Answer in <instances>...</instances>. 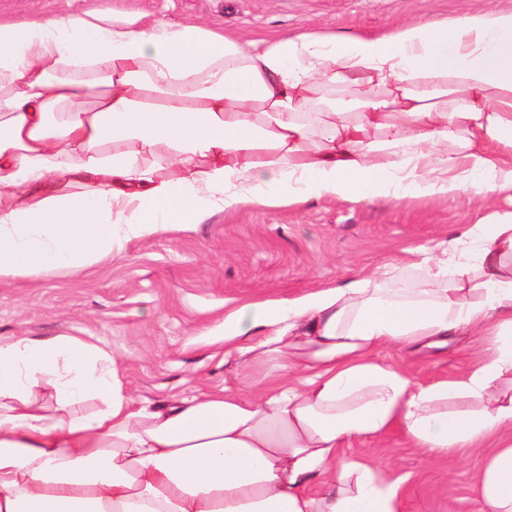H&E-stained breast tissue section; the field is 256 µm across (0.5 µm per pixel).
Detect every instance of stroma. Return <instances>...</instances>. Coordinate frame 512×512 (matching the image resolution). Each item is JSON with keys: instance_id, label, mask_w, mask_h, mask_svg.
<instances>
[{"instance_id": "1", "label": "stroma", "mask_w": 512, "mask_h": 512, "mask_svg": "<svg viewBox=\"0 0 512 512\" xmlns=\"http://www.w3.org/2000/svg\"><path fill=\"white\" fill-rule=\"evenodd\" d=\"M104 8L142 26L199 22L247 42L306 29L378 37L408 22L512 10V0H0V21ZM481 215L465 195L231 207L131 241L79 275L0 277V336L92 339L118 358L131 393L158 405L233 382L222 328L232 306L334 288L381 263L384 285L407 284L416 272L401 265L405 250L433 246ZM474 345L461 333L442 347L390 346L378 357L425 382L452 380L470 369ZM345 453L390 464L403 512H476L481 454L433 459L398 429L354 439Z\"/></svg>"}]
</instances>
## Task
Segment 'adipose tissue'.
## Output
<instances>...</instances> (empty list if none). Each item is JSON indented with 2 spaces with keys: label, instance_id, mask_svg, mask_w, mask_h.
Masks as SVG:
<instances>
[{
  "label": "adipose tissue",
  "instance_id": "adipose-tissue-1",
  "mask_svg": "<svg viewBox=\"0 0 512 512\" xmlns=\"http://www.w3.org/2000/svg\"><path fill=\"white\" fill-rule=\"evenodd\" d=\"M512 11L381 37L241 42L101 10L0 21V277L78 274L130 240L237 206L469 193L489 212L376 274L224 315V387L160 406L114 357L59 334L0 337V512H402L387 465L344 456L402 430L478 448L477 512H512ZM493 339L453 380L384 346Z\"/></svg>",
  "mask_w": 512,
  "mask_h": 512
}]
</instances>
